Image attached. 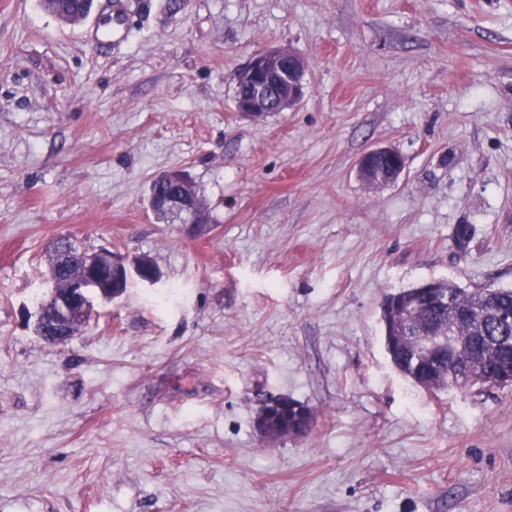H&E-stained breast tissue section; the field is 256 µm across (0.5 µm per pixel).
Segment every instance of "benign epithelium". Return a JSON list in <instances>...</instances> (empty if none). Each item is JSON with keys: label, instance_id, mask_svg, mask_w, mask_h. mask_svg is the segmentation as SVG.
I'll use <instances>...</instances> for the list:
<instances>
[{"label": "benign epithelium", "instance_id": "benign-epithelium-1", "mask_svg": "<svg viewBox=\"0 0 512 512\" xmlns=\"http://www.w3.org/2000/svg\"><path fill=\"white\" fill-rule=\"evenodd\" d=\"M305 70V58L289 47L273 46L255 54L235 75L239 90L235 99L236 111L256 117L265 112L296 107L305 95ZM377 157L389 159L391 167L387 170L376 168L372 160ZM404 168V157L391 147L373 148L359 161V173L371 185L396 180ZM149 205L153 212L189 225L195 238H202L211 230L201 215L196 187L182 171L155 178ZM81 259L83 271L69 280L66 291L61 293L53 288L39 303L35 331L48 343L70 341L79 327L91 319L95 302L121 296L131 276L150 285L159 281L157 267L146 256L129 262L110 249L100 248L81 252ZM290 408L302 415L307 426L313 425L314 413L309 407L286 396L272 397L264 401L257 412L256 430L263 441L277 443L298 436L286 425L273 424L279 413Z\"/></svg>", "mask_w": 512, "mask_h": 512}]
</instances>
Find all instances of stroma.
Returning a JSON list of instances; mask_svg holds the SVG:
<instances>
[{
	"label": "stroma",
	"instance_id": "1",
	"mask_svg": "<svg viewBox=\"0 0 512 512\" xmlns=\"http://www.w3.org/2000/svg\"><path fill=\"white\" fill-rule=\"evenodd\" d=\"M273 45L305 97L247 118ZM390 146L406 162L372 186ZM182 170L211 226L158 220ZM149 256L63 347L47 246ZM512 287V0H0V512H512V387L429 390L388 294ZM314 409L260 441V400ZM91 0H58L50 4V9L53 13L59 15H66L68 17H76L72 22H78L82 16L88 12ZM306 60L295 50L273 46L255 54L236 75V112L256 117L296 107L305 95ZM377 157H385L391 161V167L377 169L372 160ZM405 168L404 157L391 147H376L366 152L359 161V173L361 177L371 185H380L395 181Z\"/></svg>",
	"mask_w": 512,
	"mask_h": 512
}]
</instances>
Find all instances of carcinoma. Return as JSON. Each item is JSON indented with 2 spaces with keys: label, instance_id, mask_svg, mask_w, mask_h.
Returning a JSON list of instances; mask_svg holds the SVG:
<instances>
[{
  "label": "carcinoma",
  "instance_id": "carcinoma-1",
  "mask_svg": "<svg viewBox=\"0 0 512 512\" xmlns=\"http://www.w3.org/2000/svg\"><path fill=\"white\" fill-rule=\"evenodd\" d=\"M91 0H55L52 12L80 21L88 12ZM49 267L57 269V287H67L72 274L79 269L77 251H72L68 261L61 260L60 249L52 247ZM437 291L448 297V308L455 310H484L486 317L461 326L458 317L447 308L440 309L422 300L418 313L406 310L405 301L415 295L417 288L390 294L385 301L391 305L390 316L383 318L384 345L395 366L413 383L429 389L448 386V352L433 358L422 354V331L431 323L448 325V330L459 331L469 337L462 350L454 356L455 365L465 367L471 362L481 364V372L463 388L503 387L501 372L512 365V288H474L466 290L448 280L439 281Z\"/></svg>",
  "mask_w": 512,
  "mask_h": 512
}]
</instances>
